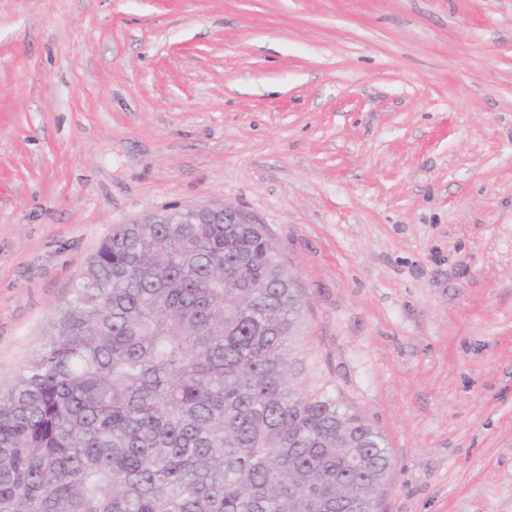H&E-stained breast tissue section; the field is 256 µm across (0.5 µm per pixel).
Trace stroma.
<instances>
[{"label":"stroma","mask_w":512,"mask_h":512,"mask_svg":"<svg viewBox=\"0 0 512 512\" xmlns=\"http://www.w3.org/2000/svg\"><path fill=\"white\" fill-rule=\"evenodd\" d=\"M226 204L380 512H512V0H0V388L113 225Z\"/></svg>","instance_id":"obj_1"}]
</instances>
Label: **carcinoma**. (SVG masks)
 Returning <instances> with one entry per match:
<instances>
[{"label": "carcinoma", "mask_w": 512, "mask_h": 512, "mask_svg": "<svg viewBox=\"0 0 512 512\" xmlns=\"http://www.w3.org/2000/svg\"><path fill=\"white\" fill-rule=\"evenodd\" d=\"M260 224H116L0 392V512H378L393 462L298 390Z\"/></svg>", "instance_id": "carcinoma-1"}]
</instances>
